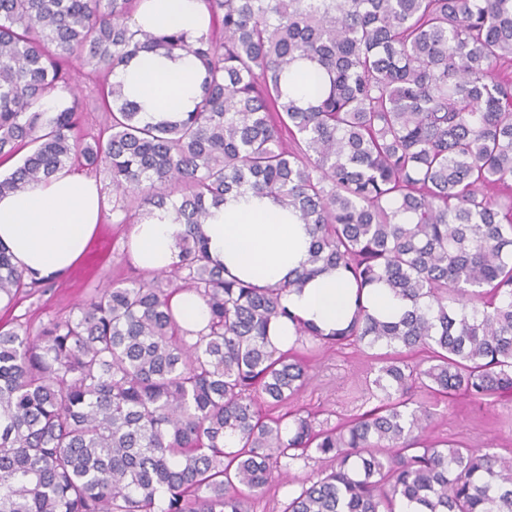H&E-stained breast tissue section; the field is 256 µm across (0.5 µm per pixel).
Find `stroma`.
Here are the masks:
<instances>
[{
	"label": "stroma",
	"instance_id": "35a3bbf8",
	"mask_svg": "<svg viewBox=\"0 0 512 512\" xmlns=\"http://www.w3.org/2000/svg\"><path fill=\"white\" fill-rule=\"evenodd\" d=\"M130 231V225L104 219L91 247L71 272L46 282L42 292L21 298L12 310L0 308V318L20 317L35 330L50 317L67 315L92 288L133 276L135 264L124 253ZM297 351L308 364L312 379L295 397L294 406L322 417L332 413L339 419L372 407L362 385L370 363L367 348L321 347L308 342L298 346ZM434 411L436 435L476 446L489 443L501 455L512 457V396L499 400L462 396L438 403ZM322 467V462L315 458L294 463L286 484L256 497L254 512H280L289 493L303 481L316 480Z\"/></svg>",
	"mask_w": 512,
	"mask_h": 512
}]
</instances>
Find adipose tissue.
Returning <instances> with one entry per match:
<instances>
[{
    "label": "adipose tissue",
    "mask_w": 512,
    "mask_h": 512,
    "mask_svg": "<svg viewBox=\"0 0 512 512\" xmlns=\"http://www.w3.org/2000/svg\"><path fill=\"white\" fill-rule=\"evenodd\" d=\"M146 28L162 26L195 40L209 25L202 0H143L133 17ZM149 121L174 119L192 111L201 75L194 58L139 54L117 72ZM106 200L95 179L73 170L0 196V245L18 267L42 278L67 273L84 256L99 229ZM185 230L173 211L159 209L134 224L130 251L142 269L160 271L178 263L176 239ZM202 231L212 258L227 274L266 286L283 281L307 260L310 237L305 224L270 198L245 193L213 208ZM353 286L331 272L286 293L282 303L302 321L332 331L354 312Z\"/></svg>",
    "instance_id": "ef3b65f1"
}]
</instances>
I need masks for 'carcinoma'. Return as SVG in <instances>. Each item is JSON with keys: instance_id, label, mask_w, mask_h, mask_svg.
I'll return each mask as SVG.
<instances>
[{"instance_id": "obj_1", "label": "carcinoma", "mask_w": 512, "mask_h": 512, "mask_svg": "<svg viewBox=\"0 0 512 512\" xmlns=\"http://www.w3.org/2000/svg\"><path fill=\"white\" fill-rule=\"evenodd\" d=\"M142 0H0V195L106 170L112 221L173 207L180 261L94 289L36 332L0 323V512H252L288 467L328 464L281 512H512V458L440 437L434 402L512 394V0H204L207 33L131 23ZM140 52L192 55L199 101L148 122L110 81ZM107 121L82 134L72 63ZM322 72L301 101L295 68ZM250 190L298 214L307 266L228 276L201 232ZM328 269L356 287L328 333L283 295ZM384 282L412 310L368 312ZM44 280L0 247L11 308ZM197 294L187 340L172 297ZM293 323L285 350L269 325ZM378 348L377 404L334 425L275 410L310 375L295 345Z\"/></svg>"}]
</instances>
